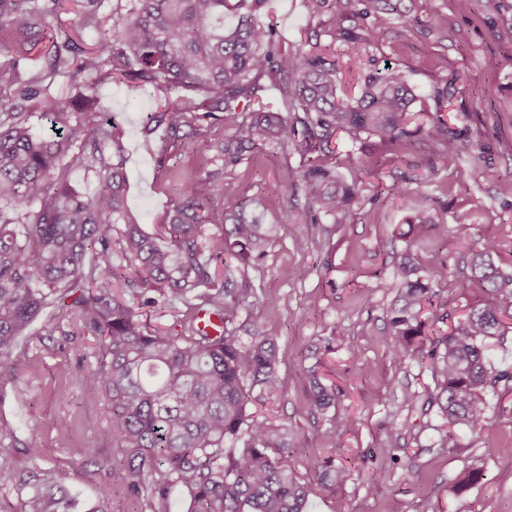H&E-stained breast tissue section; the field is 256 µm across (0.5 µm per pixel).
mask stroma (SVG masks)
<instances>
[{"label":"stroma","instance_id":"35a3bbf8","mask_svg":"<svg viewBox=\"0 0 512 512\" xmlns=\"http://www.w3.org/2000/svg\"><path fill=\"white\" fill-rule=\"evenodd\" d=\"M262 22L273 25L283 49L293 50L318 34L336 60L339 95L354 101L367 72L393 65L406 72L417 102L415 123L448 116V130L468 143L446 155L426 139L395 152L371 138L352 142L338 134L328 158L342 176L346 155L370 170L358 200L346 213L315 215L298 182L301 160L292 151L261 142L243 159L225 163L224 178L237 188V202L261 201L280 230L264 256L240 266L235 284L246 283L258 303L241 309L240 336L260 333L279 349L281 389L267 404L269 416L304 436L306 448L291 449L288 464L313 482L305 455L335 457L351 478L311 497L307 512H512V386L489 392L486 426L458 432L448 443L437 407L407 405L405 392L427 395L434 381L420 359L399 364L382 339L395 305L386 289L403 258H410L435 294L425 319L446 329L489 296L471 271L473 256L493 241L495 264L512 272V0H397L380 39L360 55L347 53L343 28L368 27L371 16L334 9L311 18L302 0H268ZM112 105L111 119L125 132L127 202L146 231L156 232L184 180L206 171L201 136L170 138L165 128L145 134L144 120L170 94L105 80L95 86ZM446 100H438L439 91ZM431 199L435 224L421 229L406 195ZM439 260L441 275L430 273ZM97 338L71 323L47 331L33 321L18 342L26 367L0 378V427L23 446L8 465L18 473L69 471L82 512H140L116 493L121 454L101 441L109 422L104 407L88 404L82 382L95 364ZM339 388L336 406L319 412L310 404L311 381ZM400 433L387 445L389 431ZM39 448L31 455L27 446ZM96 450L97 464H79L73 447ZM391 460L379 461L381 448ZM481 469L480 480L459 489L462 472Z\"/></svg>","mask_w":512,"mask_h":512}]
</instances>
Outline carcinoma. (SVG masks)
Masks as SVG:
<instances>
[{"mask_svg":"<svg viewBox=\"0 0 512 512\" xmlns=\"http://www.w3.org/2000/svg\"><path fill=\"white\" fill-rule=\"evenodd\" d=\"M76 2L74 24L57 38L53 23L63 0H0V32L9 38V59L0 64L8 85V94H0V356L21 370L18 338L49 307L59 310L46 321L50 329L67 318L101 337L84 393L88 402L106 404L111 423L100 438L122 453L119 493L144 502L146 512H170L179 487L190 492L186 512H306L311 496L349 479V468L315 456L308 466L317 482L300 481L288 467V449L307 447L305 438L285 440L270 418L248 411L277 393L278 351L270 337L245 342L237 335L232 323L256 295L248 287L228 288L218 276L228 253L243 264L261 258L278 225L257 206L241 204L222 213L229 229L207 233L214 199L236 194L217 168L183 185L161 233L146 232L128 208L121 133L103 117L110 107L94 96L95 83L119 80L175 94L173 109L150 114L148 134L164 126L176 138L184 126L200 131L207 118L232 128L230 138L202 142L209 162L237 161L260 139L292 149L306 160L299 180L307 200L326 215L346 212L358 196L359 181L347 183L322 163L338 133L355 142L375 137L395 149L423 133L448 155L466 145L440 118L410 128L416 96L397 67L366 74L360 96L341 103L336 64L303 46L282 50L274 29L258 20L267 0H236L237 22L229 27L227 0H127L125 12L114 7L110 14L104 0ZM303 4L314 18L334 7L371 15L370 26L341 32L355 55L374 42L394 10L390 0ZM89 34L94 41L87 46ZM32 58L43 62L35 75L26 70ZM59 79L83 83L86 93L64 104L52 92ZM275 86L282 99L273 110L264 96ZM34 117L47 120L54 136L35 135ZM77 170L94 177L93 196L72 187L68 175ZM494 251L486 241L472 266L491 301L429 339L427 351L413 344L423 333L420 312L431 288L407 262L386 284L398 289L400 301L388 327L396 361L417 354L429 361L428 403L447 421L450 441L460 428L481 430L487 389L512 381V370L493 369L487 356L503 327L498 298L512 299V273L494 265ZM120 278L135 297L151 291L166 297L180 332L149 330L115 292ZM202 313L221 320L218 335L199 328ZM311 404L321 411L336 406V390L314 382ZM18 444L0 428V484L33 490L19 512H60L54 490L67 493L71 474L52 469L24 476L5 468Z\"/></svg>","mask_w":512,"mask_h":512,"instance_id":"obj_1","label":"carcinoma"}]
</instances>
